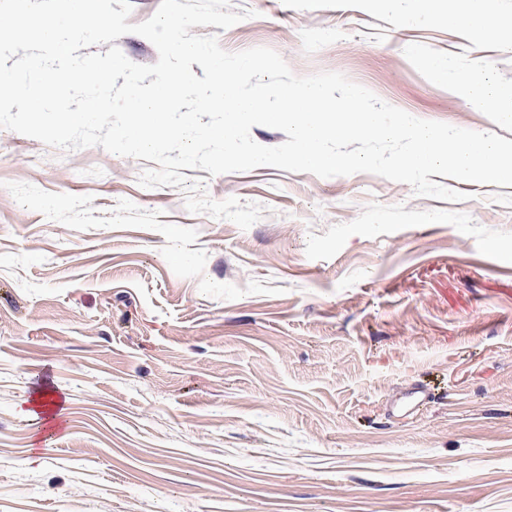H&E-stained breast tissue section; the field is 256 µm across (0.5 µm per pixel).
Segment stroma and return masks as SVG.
I'll use <instances>...</instances> for the list:
<instances>
[{
    "label": "stroma",
    "mask_w": 512,
    "mask_h": 512,
    "mask_svg": "<svg viewBox=\"0 0 512 512\" xmlns=\"http://www.w3.org/2000/svg\"><path fill=\"white\" fill-rule=\"evenodd\" d=\"M230 6L251 18L192 34L512 140L458 91L477 60L512 107L507 34L383 0ZM150 166L0 128V512H512V186L261 166L145 188ZM384 3L400 6L404 9L405 17L407 20L411 22H418L425 17L431 15V10L429 3H434L437 1H427V0H383Z\"/></svg>",
    "instance_id": "35a3bbf8"
}]
</instances>
